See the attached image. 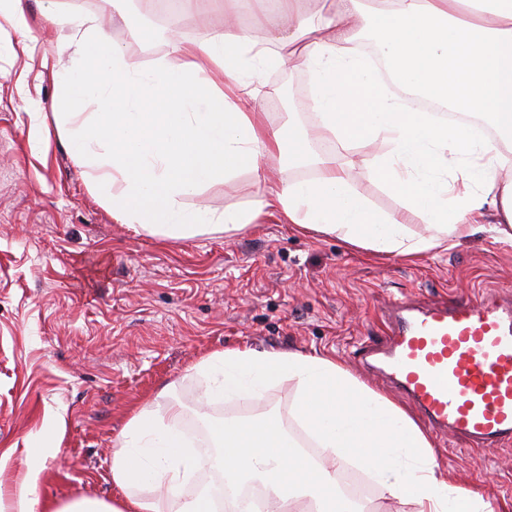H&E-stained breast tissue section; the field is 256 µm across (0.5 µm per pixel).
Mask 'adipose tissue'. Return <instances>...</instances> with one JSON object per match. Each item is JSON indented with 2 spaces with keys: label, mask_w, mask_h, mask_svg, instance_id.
<instances>
[{
  "label": "adipose tissue",
  "mask_w": 512,
  "mask_h": 512,
  "mask_svg": "<svg viewBox=\"0 0 512 512\" xmlns=\"http://www.w3.org/2000/svg\"><path fill=\"white\" fill-rule=\"evenodd\" d=\"M299 0H255L243 26L238 0H225L223 29L202 43L173 41L172 60L141 71L111 42L97 18L48 7L65 32L74 66L57 73L59 111L75 159L112 204V216L163 239L231 238L275 211L296 227L376 254L417 257L449 250L480 232L512 242V0H333L308 13ZM299 52L313 77L311 131L265 126L252 78ZM424 95L485 119L496 139L472 125H449L401 104L390 91ZM94 100L99 109L79 112ZM376 149L372 170L401 201L371 208L347 167L311 156L312 142ZM312 161L315 178L285 181L274 167ZM262 189L249 207L189 209L183 200L241 171ZM425 231L411 233L408 215ZM196 372L212 398H258L273 386L294 391L293 415L323 458L305 455L279 416L210 423L215 454L191 449L179 402L130 416L112 453L121 498L39 506L27 485L12 512H215L208 493L186 499L197 473L226 487H264L270 512H363L336 490L338 459L359 461L410 512H496L491 501L437 473L434 445L414 416L359 380L336 356L227 348L201 358Z\"/></svg>",
  "instance_id": "obj_1"
}]
</instances>
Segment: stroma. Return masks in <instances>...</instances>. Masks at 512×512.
Instances as JSON below:
<instances>
[{
  "instance_id": "obj_1",
  "label": "stroma",
  "mask_w": 512,
  "mask_h": 512,
  "mask_svg": "<svg viewBox=\"0 0 512 512\" xmlns=\"http://www.w3.org/2000/svg\"><path fill=\"white\" fill-rule=\"evenodd\" d=\"M103 18L127 57L149 65L171 36L203 42L221 29L223 0L165 11L160 0H58ZM27 0L31 32L0 28V489L33 478L40 502L76 497L111 501L112 452L132 410L177 398L216 419L281 417L296 440L293 393L254 400H205L193 369L212 351L333 354L395 403L402 395L361 363L360 349L382 340L390 299L456 300L477 290L512 298V245L481 233L461 246L415 259L379 256L334 237L305 234L261 215L227 239L203 234L166 240L112 216L106 196L73 157L50 109L53 51L70 52L63 32ZM371 149L338 150L353 185L379 212L399 199L374 177ZM259 189L240 173L186 197L194 209L248 206ZM436 465L456 483H481L483 498L512 512V448L480 450L431 432ZM34 461L28 471L26 461Z\"/></svg>"
}]
</instances>
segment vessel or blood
<instances>
[{"label":"vessel or blood","mask_w":512,"mask_h":512,"mask_svg":"<svg viewBox=\"0 0 512 512\" xmlns=\"http://www.w3.org/2000/svg\"><path fill=\"white\" fill-rule=\"evenodd\" d=\"M389 341L366 365L404 392L435 429L477 448L512 445V301L476 294L420 306L396 299Z\"/></svg>","instance_id":"vessel-or-blood-1"}]
</instances>
